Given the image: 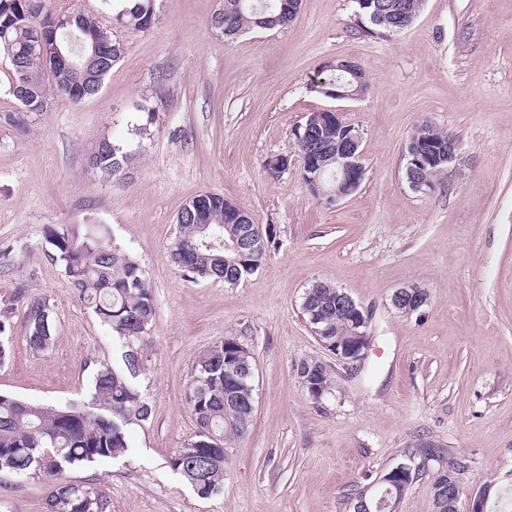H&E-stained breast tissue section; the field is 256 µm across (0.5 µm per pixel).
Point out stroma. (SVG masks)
I'll use <instances>...</instances> for the list:
<instances>
[{
	"mask_svg": "<svg viewBox=\"0 0 512 512\" xmlns=\"http://www.w3.org/2000/svg\"><path fill=\"white\" fill-rule=\"evenodd\" d=\"M47 6L100 17L123 54L98 95L51 96L20 126L4 119L21 107L0 54V301L21 286L46 296L58 336L33 355L16 306L0 393L83 404L99 364L121 363L52 261L48 228L105 227L138 256L155 302L139 379L152 412L129 428L133 454L69 469L67 480L98 487L111 512H352L359 491L406 463L416 475L397 512H433L434 481L453 460L465 488L490 486L496 512L512 489V0H424L393 36L364 33L352 0H303L287 27L231 42L212 22L224 0H157L140 32L104 14L101 0ZM336 57L364 67L361 99L317 91ZM324 108L359 129L366 168L330 206L299 166L266 168ZM425 120L454 136L458 153L423 193L407 182L405 149ZM140 126L148 136L135 135ZM104 140L131 155L109 176L87 164ZM206 191L246 210L265 238L263 266L239 285L185 277L170 258L180 210ZM319 281L372 315L370 347L354 365L339 363L301 313ZM406 285L428 295L410 314L392 304ZM227 336L253 353L256 410L223 489L202 499L168 460L197 430L185 402L193 362ZM305 361L330 373L322 399L302 383ZM427 446L443 456L425 457ZM53 489L0 476V512H46Z\"/></svg>",
	"mask_w": 512,
	"mask_h": 512,
	"instance_id": "1",
	"label": "stroma"
}]
</instances>
